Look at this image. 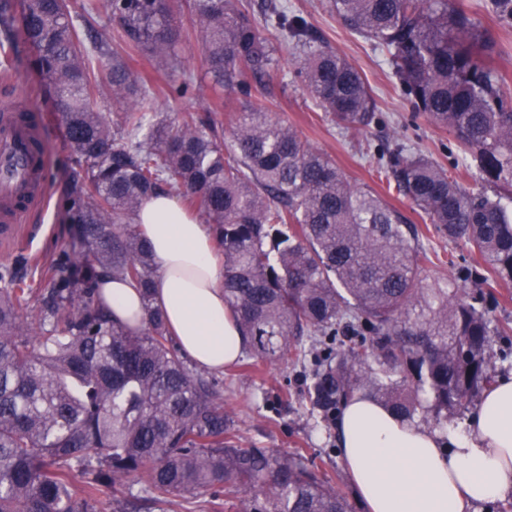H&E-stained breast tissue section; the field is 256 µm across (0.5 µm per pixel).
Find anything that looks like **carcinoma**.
I'll use <instances>...</instances> for the list:
<instances>
[{
  "label": "carcinoma",
  "mask_w": 512,
  "mask_h": 512,
  "mask_svg": "<svg viewBox=\"0 0 512 512\" xmlns=\"http://www.w3.org/2000/svg\"><path fill=\"white\" fill-rule=\"evenodd\" d=\"M188 7L191 28L176 22ZM355 31L389 54L416 110L456 139L489 189L466 191L460 176L421 154L383 153L378 174L419 216L464 243L481 283H512V86L491 59L496 42L457 0H330ZM109 39L86 37L94 6L84 0H0V73L13 70L22 40L67 129L76 170L70 218L86 254L55 260L50 287L33 290L0 272V512H97L122 504L124 480L146 477V496L122 512H151L172 498L219 489L240 494L241 512H351L344 493L299 452L245 445L215 381L191 368L154 305L156 267L134 216L169 191L214 225L224 298L254 363L315 369L304 395L323 421L349 396L445 428L482 386L493 349L482 293L466 295L421 277L415 225L379 195L356 189L327 155L269 112L279 67L264 36L294 43L298 72L315 105L345 135L375 119L360 72L301 16L277 3L260 17L236 0H107ZM512 27V0H483ZM196 38L217 94L243 96L231 139L212 122L156 110L158 87L133 53L183 95L190 82L176 45ZM123 104L110 124L94 96ZM140 289L145 327L112 321L97 300L104 276ZM370 336L316 350L310 336ZM81 484H75V479ZM210 499H204L205 494Z\"/></svg>",
  "instance_id": "carcinoma-1"
}]
</instances>
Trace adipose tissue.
I'll list each match as a JSON object with an SVG mask.
<instances>
[{
	"label": "adipose tissue",
	"mask_w": 512,
	"mask_h": 512,
	"mask_svg": "<svg viewBox=\"0 0 512 512\" xmlns=\"http://www.w3.org/2000/svg\"><path fill=\"white\" fill-rule=\"evenodd\" d=\"M135 222L152 246L154 298L169 333L199 368L224 370L246 340L224 301L208 226L165 194L144 203ZM99 301L124 326L142 328V299L129 282L102 280ZM336 441L369 512H477L512 495V376L484 393L462 431L429 430L353 395Z\"/></svg>",
	"instance_id": "adipose-tissue-1"
}]
</instances>
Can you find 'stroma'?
<instances>
[{"mask_svg": "<svg viewBox=\"0 0 512 512\" xmlns=\"http://www.w3.org/2000/svg\"><path fill=\"white\" fill-rule=\"evenodd\" d=\"M279 2L304 16L316 38L328 42L359 70L376 102V119L365 131L347 136L325 119L323 112L314 111L310 95L297 75L299 57L292 42L273 32L268 39L277 50L280 71L273 81L271 112L328 155L352 186L372 189L390 206L417 219L410 201L388 191L385 183L378 180L375 161L383 151L400 148L409 154H424L450 169L461 161L453 136L413 108L390 67L388 53L346 27L331 12L328 0ZM177 53L194 85L183 97L160 94L158 107L175 120L188 115L205 117L212 91L200 80L203 49L196 41L184 40L178 44ZM34 55L31 46L18 43L14 54L16 75L11 88L0 86V97L22 94L42 110L50 202L45 212L19 228L14 244L0 247V267H10L30 288L38 290L47 285L45 263L65 253L82 251L83 246L79 227L71 222L68 212L75 163L67 145L66 127L47 94L40 90L41 79L32 68ZM420 244L426 255L422 267L427 283L462 278L472 264L462 244L449 242L435 231H421ZM213 378L224 397V409L241 437L260 448L303 453L345 493L352 512H368L336 446L334 425L310 414L301 397L299 368L284 361L252 367L238 362L214 373Z\"/></svg>", "mask_w": 512, "mask_h": 512, "instance_id": "35a3bbf8", "label": "stroma"}]
</instances>
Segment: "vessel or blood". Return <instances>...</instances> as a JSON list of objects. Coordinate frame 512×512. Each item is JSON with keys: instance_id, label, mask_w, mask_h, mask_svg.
Wrapping results in <instances>:
<instances>
[{"instance_id": "1", "label": "vessel or blood", "mask_w": 512, "mask_h": 512, "mask_svg": "<svg viewBox=\"0 0 512 512\" xmlns=\"http://www.w3.org/2000/svg\"><path fill=\"white\" fill-rule=\"evenodd\" d=\"M38 129L0 114V240L10 241L14 228L44 210L48 194L45 166L31 160Z\"/></svg>"}]
</instances>
